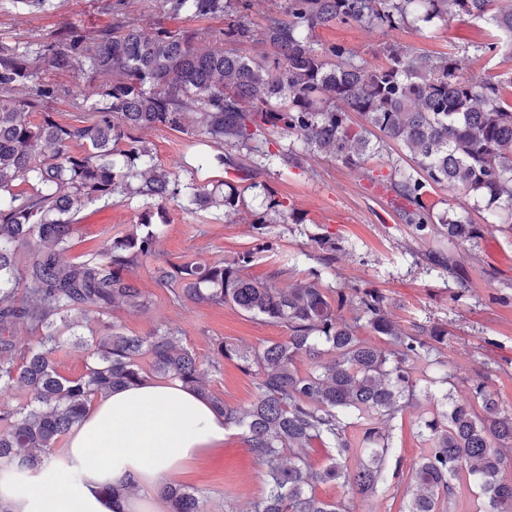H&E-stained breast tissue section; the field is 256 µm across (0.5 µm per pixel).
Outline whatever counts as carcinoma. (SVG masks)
I'll use <instances>...</instances> for the list:
<instances>
[{"instance_id":"obj_1","label":"carcinoma","mask_w":512,"mask_h":512,"mask_svg":"<svg viewBox=\"0 0 512 512\" xmlns=\"http://www.w3.org/2000/svg\"><path fill=\"white\" fill-rule=\"evenodd\" d=\"M172 16H223L231 0H158ZM424 26L453 19L482 20L505 39L476 46L479 55H512V0H288L285 17H271L260 32L243 16L219 30L158 29L147 33L115 11L112 24L87 36L69 26L48 41L0 44V466L20 484L47 467L59 439L84 417L87 405L117 386L146 378L177 379L199 391L224 413V423L241 429L262 467L265 495L252 512H348L342 500H324L320 485H338L370 498L400 478L387 470L394 453L392 422L418 396L421 361L441 363L448 327L413 322L403 328L376 288L324 287L315 278L286 284L275 277L247 275L250 251L231 260L184 262L160 268L156 281L175 284V296L193 304L230 305L288 330L283 342L252 351L220 342L212 362L237 360L256 377L254 401L241 409L211 392L195 355L176 332L158 327L131 336L112 325L104 336L89 330L94 362L76 379L61 376L52 354L63 335L78 336L71 313L103 315L109 309L145 310L149 297L129 273L155 254L161 231L152 214L135 229L108 240L75 262L63 260L71 247L70 226L89 203L135 192L163 203L183 197L189 212L224 208L236 215L238 188L229 194L196 184L155 161L142 133L183 128L193 114V134L214 149L203 162L232 170L250 182L259 167L224 153L231 146L266 155L261 138L275 129L302 144L274 153L289 167H301V153L316 150L353 165L391 141L414 163L392 170L383 186L393 195L401 224L418 231L441 226L448 243L479 239L482 225L455 212H434L431 195L484 202L492 218L512 219V103L502 81L474 79L461 59L413 57L401 47L387 49V62L370 67L341 44L321 47L312 33L333 22L396 29L408 18ZM260 38L269 51L239 56L224 44ZM88 71L106 77L76 95L47 83L43 73ZM73 96L90 117L62 121L43 112L45 100ZM27 188H17V182ZM322 262L336 261L331 237L318 241ZM427 260L466 287L469 276L453 253L431 251ZM352 307L346 318L342 310ZM25 324L36 342L20 344L13 334ZM378 338L373 342L371 337ZM312 363L301 373L297 356ZM25 397L8 398L14 387ZM365 427L362 445L352 446L351 427ZM428 449L415 468L416 490L399 512H449L456 485L464 482L483 500L482 512H512V410L485 384L472 398L452 402L420 425ZM333 449L314 467V444ZM172 512H204L191 488L165 491Z\"/></svg>"}]
</instances>
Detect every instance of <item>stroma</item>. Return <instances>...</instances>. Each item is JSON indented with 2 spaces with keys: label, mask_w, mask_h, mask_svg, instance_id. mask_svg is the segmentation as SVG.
<instances>
[{
  "label": "stroma",
  "mask_w": 512,
  "mask_h": 512,
  "mask_svg": "<svg viewBox=\"0 0 512 512\" xmlns=\"http://www.w3.org/2000/svg\"><path fill=\"white\" fill-rule=\"evenodd\" d=\"M115 2L52 0L47 11L31 13L20 9L15 0H0V43L47 39L64 25L93 34L111 22ZM125 6L130 18L149 32L197 25L196 20L165 14L154 0H125ZM493 33L485 22L467 19L429 27L409 22L389 31L339 23L318 29L315 40L324 47L342 44L369 65L384 62L385 50L398 45L422 58L456 54L464 60L466 73L477 79L511 76L512 55L503 53L490 61L475 55V45L486 42ZM144 137L157 162L178 171L182 183L213 187L226 181L224 170L196 167L192 160L196 138L190 132L163 127L145 132ZM396 165L407 169L412 162L392 143L358 167L317 151L307 153L298 168H284L275 160L265 162L256 188L244 193L232 222L225 220L219 208L191 213L178 202H168L156 254L131 274L134 284L148 295L149 308L110 311L104 322L119 325L133 336L147 335L160 325L177 328L182 345L195 353L206 370L208 387L230 405L247 407L255 395V379L242 373L233 360L224 361L220 371H212L216 344L224 341L258 348L284 341L287 329L230 306L178 303L172 289L157 283L155 270L186 261L230 259L252 250L256 256L247 270L249 276H275L283 283L316 276L335 287L376 288L388 297L399 324L430 321L447 325L445 363L427 366V374L450 375V399H470L472 385L481 381L499 395L505 407L512 408V225L500 220L488 223L485 210L469 207V216L482 225L483 236L453 249L436 228L419 232L397 223L391 196L380 184L382 176ZM282 196L290 198L301 223L275 214L269 215V223H259V216L267 215L270 199ZM145 204V197L117 194L87 205L79 223L71 227L66 260H77L110 237L131 229ZM323 235L334 237L340 245L336 261L329 267L319 260L316 240ZM433 249L453 251L468 270L467 288H458L442 269L430 264L426 255ZM437 410L436 403L421 400L393 423V445L401 471L398 491L362 499L349 496L340 487L322 485L318 496L348 499L351 512H398L402 498L409 496L414 486L412 473L424 448L418 425ZM176 482L199 490L206 512H249L252 503L265 493L258 461L245 435L238 431L227 437L223 447L190 464Z\"/></svg>",
  "instance_id": "35a3bbf8"
}]
</instances>
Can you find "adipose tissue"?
<instances>
[{"label":"adipose tissue","mask_w":512,"mask_h":512,"mask_svg":"<svg viewBox=\"0 0 512 512\" xmlns=\"http://www.w3.org/2000/svg\"><path fill=\"white\" fill-rule=\"evenodd\" d=\"M231 429L197 391L177 380L118 387L95 400L68 437L78 472L55 467L51 489L42 477L18 491L0 470V506L7 512H161L158 496L208 451L223 447ZM106 463L86 465L93 449Z\"/></svg>","instance_id":"obj_1"}]
</instances>
